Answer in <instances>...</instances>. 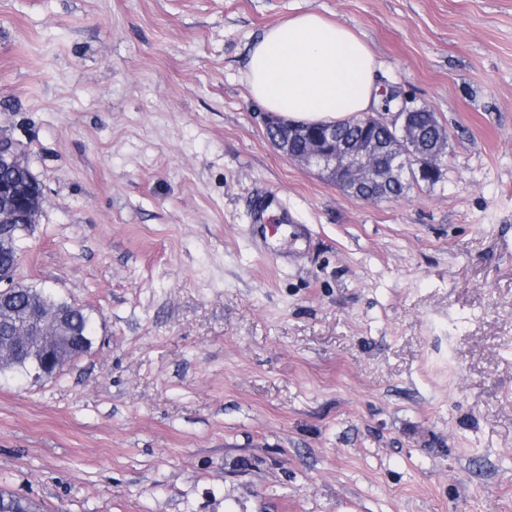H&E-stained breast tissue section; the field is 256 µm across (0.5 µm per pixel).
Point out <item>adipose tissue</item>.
Segmentation results:
<instances>
[{"label":"adipose tissue","instance_id":"1","mask_svg":"<svg viewBox=\"0 0 512 512\" xmlns=\"http://www.w3.org/2000/svg\"><path fill=\"white\" fill-rule=\"evenodd\" d=\"M378 63L346 25L304 12L264 29L252 44V100L295 124H336L371 111L381 97Z\"/></svg>","mask_w":512,"mask_h":512}]
</instances>
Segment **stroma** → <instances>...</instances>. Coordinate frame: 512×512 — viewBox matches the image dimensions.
<instances>
[{
    "instance_id": "1",
    "label": "stroma",
    "mask_w": 512,
    "mask_h": 512,
    "mask_svg": "<svg viewBox=\"0 0 512 512\" xmlns=\"http://www.w3.org/2000/svg\"><path fill=\"white\" fill-rule=\"evenodd\" d=\"M353 29L449 133L364 203L269 142L268 26ZM0 134L43 186L15 279L90 352L0 377L41 512H512V0H0ZM274 194L307 245L259 243ZM267 197L265 195L254 204L252 209L253 224H250L252 230H260L264 235L267 231L276 232L282 226L281 224H270L271 219L268 216Z\"/></svg>"
}]
</instances>
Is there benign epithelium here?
<instances>
[{"instance_id":"7a95c632","label":"benign epithelium","mask_w":512,"mask_h":512,"mask_svg":"<svg viewBox=\"0 0 512 512\" xmlns=\"http://www.w3.org/2000/svg\"><path fill=\"white\" fill-rule=\"evenodd\" d=\"M396 96V105L387 114L368 113L359 119L363 128L384 124L393 129H405L408 114L414 108L399 92L385 91V97ZM265 126L271 130L270 142L288 156V138L296 133L305 138V150L290 160L314 169L342 189L352 192V198L378 203L389 197V187L401 171V154L394 150L384 156L377 142L367 137L344 140L336 138L330 129H307L293 126L267 115ZM447 151L433 150L421 158L419 173L435 176L443 172ZM0 297L9 296L15 288L13 270L16 266L17 231L28 218L39 215L43 203V188L27 164L21 160V148L13 140L0 136ZM68 330L66 314L56 308L41 306L36 320L17 334L22 342L28 336H64ZM66 365V361L48 351L37 363L33 377L49 379Z\"/></svg>"}]
</instances>
